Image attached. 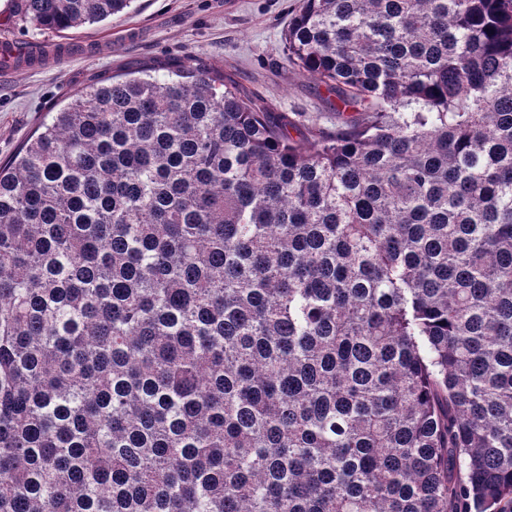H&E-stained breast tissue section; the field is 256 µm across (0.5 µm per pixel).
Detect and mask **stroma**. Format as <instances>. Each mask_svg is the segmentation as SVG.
I'll return each instance as SVG.
<instances>
[{
	"instance_id": "obj_1",
	"label": "stroma",
	"mask_w": 512,
	"mask_h": 512,
	"mask_svg": "<svg viewBox=\"0 0 512 512\" xmlns=\"http://www.w3.org/2000/svg\"><path fill=\"white\" fill-rule=\"evenodd\" d=\"M17 3L0 0V34L50 51L45 65L0 76V161L81 88L171 57L230 73L244 94L277 111L302 112L328 128L340 120L325 88L286 58L283 34L297 0H137L136 14L64 34L23 23Z\"/></svg>"
}]
</instances>
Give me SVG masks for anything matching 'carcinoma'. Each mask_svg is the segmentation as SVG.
<instances>
[{
  "label": "carcinoma",
  "instance_id": "carcinoma-1",
  "mask_svg": "<svg viewBox=\"0 0 512 512\" xmlns=\"http://www.w3.org/2000/svg\"><path fill=\"white\" fill-rule=\"evenodd\" d=\"M284 49L360 113L174 58L0 165V512H512V0H299Z\"/></svg>",
  "mask_w": 512,
  "mask_h": 512
}]
</instances>
